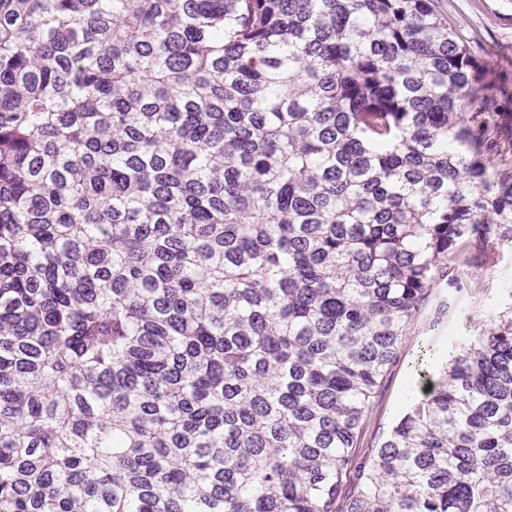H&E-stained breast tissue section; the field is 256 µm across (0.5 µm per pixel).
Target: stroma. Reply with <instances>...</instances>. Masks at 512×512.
Segmentation results:
<instances>
[{"label":"stroma","instance_id":"obj_1","mask_svg":"<svg viewBox=\"0 0 512 512\" xmlns=\"http://www.w3.org/2000/svg\"><path fill=\"white\" fill-rule=\"evenodd\" d=\"M449 26L480 56L485 85L512 86V0H435ZM493 270L472 269L461 289L434 290L428 307L412 323L363 422L358 459L368 458L407 410L419 379L418 359L429 353L438 365L455 355V336H475L495 311L512 305V246L500 248Z\"/></svg>","mask_w":512,"mask_h":512}]
</instances>
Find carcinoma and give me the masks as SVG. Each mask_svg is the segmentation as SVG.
<instances>
[{"instance_id":"cac0c4a2","label":"carcinoma","mask_w":512,"mask_h":512,"mask_svg":"<svg viewBox=\"0 0 512 512\" xmlns=\"http://www.w3.org/2000/svg\"><path fill=\"white\" fill-rule=\"evenodd\" d=\"M434 0H0V512H512V120ZM490 246L501 253L493 270L472 269L461 290L446 285L436 288L429 306L412 323L364 419L359 448H355L360 461L369 458L377 442L409 407V398L417 391L416 381H421L417 373L419 356L428 351L431 368L445 362L458 349L449 336L478 335L492 313L512 303V246L495 241ZM438 308L442 310L439 315Z\"/></svg>"}]
</instances>
